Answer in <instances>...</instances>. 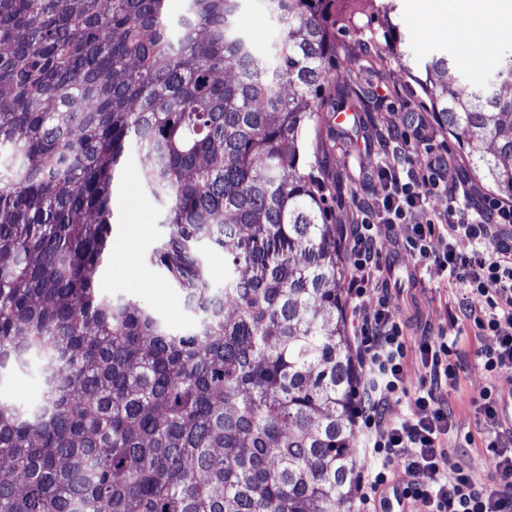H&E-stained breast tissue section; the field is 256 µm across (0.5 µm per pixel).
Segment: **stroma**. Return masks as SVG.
Here are the masks:
<instances>
[{
  "label": "stroma",
  "instance_id": "1",
  "mask_svg": "<svg viewBox=\"0 0 512 512\" xmlns=\"http://www.w3.org/2000/svg\"><path fill=\"white\" fill-rule=\"evenodd\" d=\"M396 5L391 20L380 17L365 20L366 36L337 35L336 63L330 68V85L341 86L351 93L366 88L370 94L361 103L351 102L341 108L328 105L305 134L307 159L312 162L313 173L323 188L330 221L339 227L359 220L355 196L383 193V184L371 180L370 175L386 159L385 141L390 129L406 113L429 111L418 78L409 75L397 62L395 51H403L418 60L449 54L457 73L471 84L485 81L491 72L490 66L472 65L463 60L465 47L461 33L471 23L468 16L421 15L416 11L415 0H396ZM391 24L396 25L402 37L395 51L384 39V32ZM238 25L258 54L270 52L277 28L265 0H243ZM422 149L448 156L449 185L465 191L472 206L482 205L491 189L472 172L466 157L445 130L435 128ZM162 219L161 203L141 183L137 152L129 150L118 185L112 249L98 268L96 280L103 295L136 300L155 312L172 330L186 331L196 323V315L185 306L178 288L148 262L150 251L165 233ZM408 234L406 226L400 225L381 241L383 252L396 258L392 278L401 285L391 295L390 308L395 316L408 321L411 335H418L424 329L460 333L469 357L458 371L455 387L444 392L457 416V426L448 437L452 449L448 462L468 465L478 478L484 479L491 473L489 453L483 446L482 426L472 405L473 399L489 384L476 357L480 342L471 327L459 329L452 325L454 293L441 285L432 260H422L405 251L402 243Z\"/></svg>",
  "mask_w": 512,
  "mask_h": 512
}]
</instances>
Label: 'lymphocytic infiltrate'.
<instances>
[{
    "label": "lymphocytic infiltrate",
    "mask_w": 512,
    "mask_h": 512,
    "mask_svg": "<svg viewBox=\"0 0 512 512\" xmlns=\"http://www.w3.org/2000/svg\"><path fill=\"white\" fill-rule=\"evenodd\" d=\"M379 170L384 195L364 206L359 224L342 230L337 244L349 275L356 361L367 406L357 413L358 446L368 465L355 489L358 512H377L395 468L409 476L402 493L429 512H512V425L500 416L496 383L512 382V201L485 198L482 206L449 202L433 224H410L417 209L447 192L445 157L421 154L417 138L403 135ZM420 257L433 258L461 297V314L483 344L476 356L491 384L475 401L486 432L492 474L481 480L460 464L449 465L445 441L456 427L441 396L456 378L459 339L422 331L416 350L424 376L416 392L406 387L405 325L389 311L391 262L380 241L400 224ZM412 397L410 415L391 419L384 406Z\"/></svg>",
    "instance_id": "1"
}]
</instances>
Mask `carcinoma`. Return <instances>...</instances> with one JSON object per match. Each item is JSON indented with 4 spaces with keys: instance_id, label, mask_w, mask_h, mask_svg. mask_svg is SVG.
<instances>
[{
    "instance_id": "1",
    "label": "carcinoma",
    "mask_w": 512,
    "mask_h": 512,
    "mask_svg": "<svg viewBox=\"0 0 512 512\" xmlns=\"http://www.w3.org/2000/svg\"><path fill=\"white\" fill-rule=\"evenodd\" d=\"M0 0V512H348L357 373L336 225L302 139L336 31L394 0ZM436 119L512 198V52L469 86L421 62ZM165 236L150 257L198 315L174 332L95 279L130 144ZM224 251L211 286L196 245ZM238 25L258 54L270 52L277 38V28L264 0H244L238 13ZM39 377L35 366L28 370L11 369L0 383V397L33 403L39 396Z\"/></svg>"
}]
</instances>
